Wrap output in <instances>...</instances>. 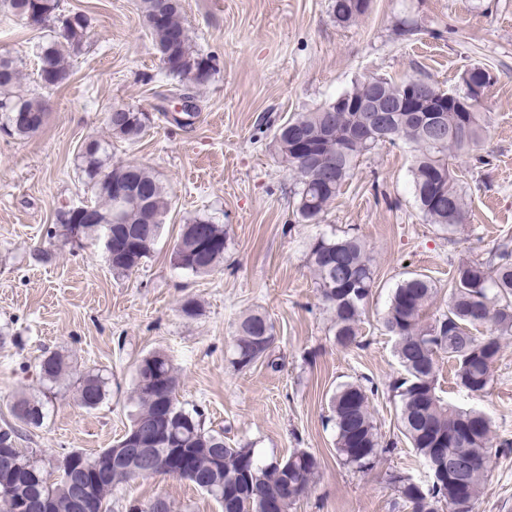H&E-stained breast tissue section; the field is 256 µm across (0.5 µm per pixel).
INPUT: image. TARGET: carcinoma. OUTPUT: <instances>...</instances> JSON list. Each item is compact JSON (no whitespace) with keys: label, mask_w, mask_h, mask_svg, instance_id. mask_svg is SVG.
I'll use <instances>...</instances> for the list:
<instances>
[{"label":"carcinoma","mask_w":512,"mask_h":512,"mask_svg":"<svg viewBox=\"0 0 512 512\" xmlns=\"http://www.w3.org/2000/svg\"><path fill=\"white\" fill-rule=\"evenodd\" d=\"M370 0H332L336 22L351 25L369 10ZM0 11L19 21L38 14L49 37L38 45L37 78L43 89L62 85L69 77V59L86 42L90 21L81 12L62 13L60 0H0ZM144 26L150 32L162 68L181 87L180 98L193 100L190 90L208 82L210 58L193 45L181 17V0H140ZM16 61L0 56V129L27 138L39 131L34 122L48 114V102L38 93H20ZM464 91L438 104L448 125L440 142L430 134L426 112H389L381 127L367 124V113L354 108L303 112L279 125L274 133L277 154L297 185L296 212L316 224L341 194L358 159L383 143L401 142L412 153L410 175L415 200L425 221L450 234L469 223L466 192L459 184L450 159L473 151L484 139L485 126L478 110H467L471 86L490 85L480 67L461 77ZM390 101L402 98L405 82L366 77L342 96L359 102L375 90ZM112 136L130 143L144 138L152 128L150 113L129 106H114L106 115ZM79 170L94 202L95 223L84 221V205L61 207L55 213L52 237L65 243L132 237L115 256L106 252L112 275L127 277L151 256L170 210L167 187L149 168L135 163H106L105 149L96 139L78 149ZM227 236L224 225L196 219L183 225L173 248V265L194 275L212 272L224 259ZM307 263L313 272L323 308L333 321L336 345L349 349L360 344L361 323L373 295L376 270L364 242L356 235H322L308 246ZM436 292L428 276L405 273L392 289L382 317L394 354L403 373L390 384L398 400L400 433L408 441L426 480L409 473L391 472L388 481L399 493L398 507L406 512H473L489 467L492 424L481 411L446 401L437 380L438 358L453 367L456 386L481 395L491 386L492 367L501 341L512 336V242L492 247L483 259H462L453 266L448 311L431 317L427 310ZM275 340L274 324L260 311L239 319L233 340L231 364L239 371L265 357ZM63 354L46 351L39 362L40 378L53 386L68 372ZM179 380L168 355L155 351L142 357L135 369L130 424L122 436L139 423H151L155 439L142 443L146 451L167 457L172 447L195 454V473L189 482L213 498L222 512H264V499L276 495L279 512H290L308 493L318 473V457L295 449L286 457L264 459L249 445H230L224 433L205 427L203 413L185 409L177 399ZM108 381L99 373L76 378L78 403L95 409L106 399ZM375 388L345 382L329 399L336 434V454L341 464L356 472L372 470L394 449L383 441L370 411ZM16 426L0 430V505L17 512L21 501L51 497L67 507L71 489L91 483L94 512H112L110 496L117 487L140 478L139 459L123 448H105L73 455L70 479L45 478L50 457H35L32 448L17 447L18 428L39 427L46 416L45 401L20 395L10 404Z\"/></svg>","instance_id":"1"}]
</instances>
